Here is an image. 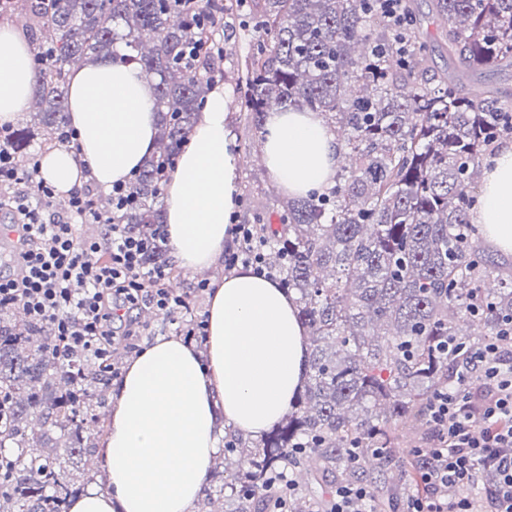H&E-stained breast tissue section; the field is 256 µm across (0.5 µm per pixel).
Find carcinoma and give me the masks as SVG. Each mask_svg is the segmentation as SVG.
Here are the masks:
<instances>
[{
	"instance_id": "1",
	"label": "carcinoma",
	"mask_w": 512,
	"mask_h": 512,
	"mask_svg": "<svg viewBox=\"0 0 512 512\" xmlns=\"http://www.w3.org/2000/svg\"><path fill=\"white\" fill-rule=\"evenodd\" d=\"M198 2L192 12L174 0H0V18L24 15L35 36L33 122L12 130L17 163L39 130L50 144L67 126L71 68L118 56L152 82L157 147L132 181L134 205L93 201L136 234L163 223L161 186L221 71L212 18L232 9ZM430 4L437 35L421 31L414 0H399L393 19L380 0H263L251 17L253 52L237 77L245 120L259 131L273 108L316 112L348 165L321 193L250 210L272 238L267 263L298 294L309 357L288 413L260 441L226 431L208 472L224 468L223 485L204 492L233 512H274L280 496L288 512H324L341 484L371 492L354 512H397L429 492V450L399 455L397 422L429 430L433 395L458 385L456 350L512 330V263L480 245L473 223L512 98L470 83L478 70L512 69V0ZM439 36L457 62L431 74ZM144 263L169 268L166 241ZM52 339L45 325L0 316V392L11 397L0 446L20 449L0 512H67L77 480H97L82 458L98 453L112 366L56 359Z\"/></svg>"
}]
</instances>
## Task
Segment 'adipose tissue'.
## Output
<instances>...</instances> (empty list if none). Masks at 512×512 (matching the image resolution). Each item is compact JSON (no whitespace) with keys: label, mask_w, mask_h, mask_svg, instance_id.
<instances>
[{"label":"adipose tissue","mask_w":512,"mask_h":512,"mask_svg":"<svg viewBox=\"0 0 512 512\" xmlns=\"http://www.w3.org/2000/svg\"><path fill=\"white\" fill-rule=\"evenodd\" d=\"M35 73L20 27L0 26V123L26 111ZM228 97L213 88L165 186L172 253L192 274L214 270L231 243L241 151ZM72 148L48 151L40 176L63 194L108 192L128 180L156 147L157 113L140 68L103 58L69 76ZM262 162L289 196L329 186L343 147L313 112H269ZM496 249L512 253V138L483 176L474 216ZM304 329L294 298L275 280L241 267L216 277L207 307L205 352L175 337L156 338L130 359L117 384L103 439L110 488L79 494L69 512H197L201 488L220 453L225 419L244 439L286 415L302 382Z\"/></svg>","instance_id":"ef3b65f1"}]
</instances>
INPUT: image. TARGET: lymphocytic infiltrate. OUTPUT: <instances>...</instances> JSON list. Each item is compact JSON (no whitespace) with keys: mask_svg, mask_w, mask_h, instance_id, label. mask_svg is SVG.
Returning a JSON list of instances; mask_svg holds the SVG:
<instances>
[{"mask_svg":"<svg viewBox=\"0 0 512 512\" xmlns=\"http://www.w3.org/2000/svg\"><path fill=\"white\" fill-rule=\"evenodd\" d=\"M39 168L34 158L19 169L0 143V204L12 216L19 254L12 273H0V310L19 306L30 320L51 324L59 359L83 354L101 362L114 345L133 346V311L189 310L187 297L166 288L165 270L143 262L155 242L166 239L165 226L149 235L129 232L94 211L89 195L74 192L61 200L47 183L41 198L29 200L21 187ZM89 220L102 224V238L79 235V223ZM231 231L235 245L224 252L225 268L242 264L270 276L266 243L254 225L235 224ZM429 416L435 437L424 480L435 490L449 485L462 493L451 501L436 494L413 497L405 512H512V335L476 349L460 388L435 394ZM485 469L496 473L497 482L480 501L468 488Z\"/></svg>","mask_w":512,"mask_h":512,"instance_id":"f902f5d3","label":"lymphocytic infiltrate"}]
</instances>
